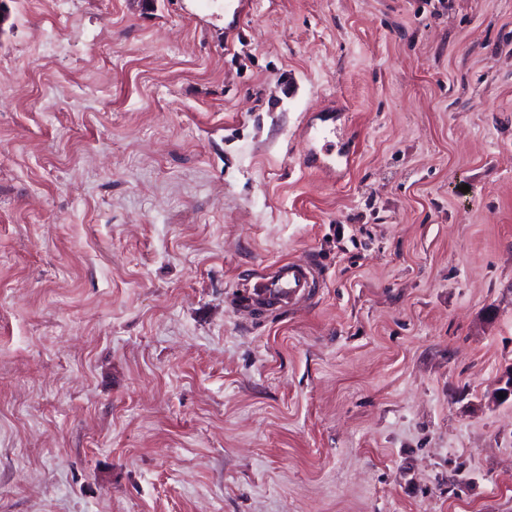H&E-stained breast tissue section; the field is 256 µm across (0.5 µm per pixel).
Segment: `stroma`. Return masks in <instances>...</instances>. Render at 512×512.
Returning <instances> with one entry per match:
<instances>
[{"label": "stroma", "instance_id": "35a3bbf8", "mask_svg": "<svg viewBox=\"0 0 512 512\" xmlns=\"http://www.w3.org/2000/svg\"><path fill=\"white\" fill-rule=\"evenodd\" d=\"M224 3L7 0L0 512H512V0ZM328 120L321 121L320 125L311 122L305 131L312 139L323 141L324 157L321 158L317 153H309L301 159V162L307 169L326 167L335 170L336 167L343 165L347 170L350 164V154L346 153L341 146H336L334 140L336 138V125L332 127L325 124ZM315 274V264L310 260H282L272 270L234 284L233 307L241 315L286 311L308 297Z\"/></svg>", "mask_w": 512, "mask_h": 512}]
</instances>
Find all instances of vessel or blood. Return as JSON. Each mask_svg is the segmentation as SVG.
I'll use <instances>...</instances> for the list:
<instances>
[{
  "instance_id": "b4317fda",
  "label": "vessel or blood",
  "mask_w": 512,
  "mask_h": 512,
  "mask_svg": "<svg viewBox=\"0 0 512 512\" xmlns=\"http://www.w3.org/2000/svg\"><path fill=\"white\" fill-rule=\"evenodd\" d=\"M306 133L322 141V154H306L302 163L306 168L336 169L350 163V155L335 144L336 129L328 124H310ZM316 268L312 261L286 259L272 270L260 272L237 282L233 288L234 309L238 314L251 315L261 311L281 313L306 299L313 284Z\"/></svg>"
}]
</instances>
